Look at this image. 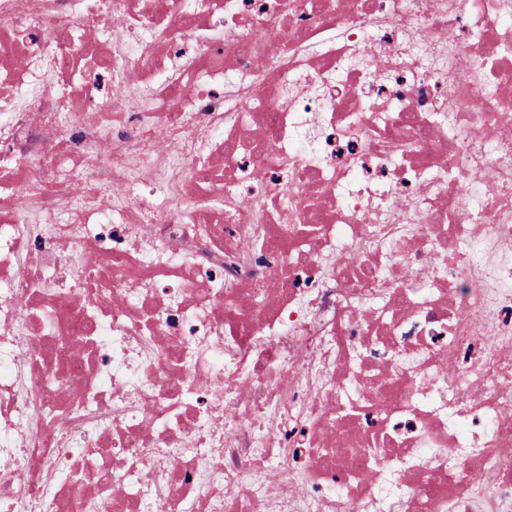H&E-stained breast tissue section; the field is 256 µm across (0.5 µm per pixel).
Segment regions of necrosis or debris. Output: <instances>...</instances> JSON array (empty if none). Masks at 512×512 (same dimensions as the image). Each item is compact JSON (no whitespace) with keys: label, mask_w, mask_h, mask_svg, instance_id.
Listing matches in <instances>:
<instances>
[{"label":"necrosis or debris","mask_w":512,"mask_h":512,"mask_svg":"<svg viewBox=\"0 0 512 512\" xmlns=\"http://www.w3.org/2000/svg\"><path fill=\"white\" fill-rule=\"evenodd\" d=\"M78 501L512 512V0H0V512Z\"/></svg>","instance_id":"1"}]
</instances>
